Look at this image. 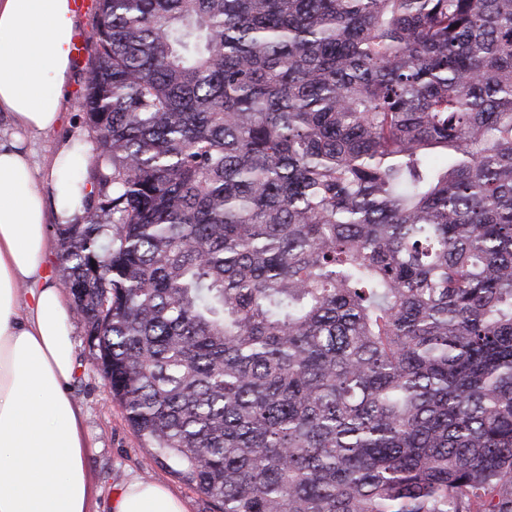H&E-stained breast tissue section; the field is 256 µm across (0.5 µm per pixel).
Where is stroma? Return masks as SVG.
<instances>
[{
  "label": "stroma",
  "mask_w": 512,
  "mask_h": 512,
  "mask_svg": "<svg viewBox=\"0 0 512 512\" xmlns=\"http://www.w3.org/2000/svg\"><path fill=\"white\" fill-rule=\"evenodd\" d=\"M86 77V64L74 63L63 89L64 111L60 124L47 131L25 135L23 147L37 170H46L53 155L78 138L83 149L76 161L75 173L84 176L86 158L97 148L84 119L82 90ZM72 328L77 368L69 390L81 409L87 437V467L97 490L93 512H110L114 492L134 478L166 486L184 500L188 512H216L206 495L151 459L148 449L128 424L122 407L112 402L106 381L93 364L82 323L73 321Z\"/></svg>",
  "instance_id": "35a3bbf8"
}]
</instances>
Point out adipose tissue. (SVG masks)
<instances>
[{"instance_id":"1","label":"adipose tissue","mask_w":512,"mask_h":512,"mask_svg":"<svg viewBox=\"0 0 512 512\" xmlns=\"http://www.w3.org/2000/svg\"><path fill=\"white\" fill-rule=\"evenodd\" d=\"M78 17L71 0H0V112L16 130L55 127ZM75 149L53 157L44 199L18 142L0 143V512H90L70 309L45 263L48 218L84 213ZM112 512H186L162 485L130 481Z\"/></svg>"}]
</instances>
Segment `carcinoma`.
<instances>
[{
	"label": "carcinoma",
	"instance_id": "cac0c4a2",
	"mask_svg": "<svg viewBox=\"0 0 512 512\" xmlns=\"http://www.w3.org/2000/svg\"><path fill=\"white\" fill-rule=\"evenodd\" d=\"M61 287L218 512H512V0H97Z\"/></svg>",
	"mask_w": 512,
	"mask_h": 512
}]
</instances>
